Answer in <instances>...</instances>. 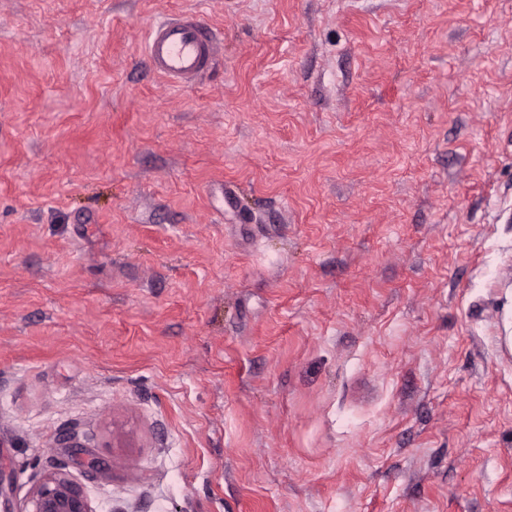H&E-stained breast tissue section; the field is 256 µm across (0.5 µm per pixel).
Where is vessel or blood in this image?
Masks as SVG:
<instances>
[{
	"label": "vessel or blood",
	"mask_w": 512,
	"mask_h": 512,
	"mask_svg": "<svg viewBox=\"0 0 512 512\" xmlns=\"http://www.w3.org/2000/svg\"><path fill=\"white\" fill-rule=\"evenodd\" d=\"M224 52L215 30L193 14H179L153 25L146 54L153 71L168 85L186 87L209 74Z\"/></svg>",
	"instance_id": "1"
}]
</instances>
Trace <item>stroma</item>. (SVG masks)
Returning a JSON list of instances; mask_svg holds the SVG:
<instances>
[{"label":"stroma","instance_id":"stroma-1","mask_svg":"<svg viewBox=\"0 0 512 512\" xmlns=\"http://www.w3.org/2000/svg\"><path fill=\"white\" fill-rule=\"evenodd\" d=\"M183 11L224 57L170 87ZM58 469L512 512V0H0V512ZM224 52L215 30L194 14H179L153 25L146 54L153 71L168 85H194L209 74Z\"/></svg>","mask_w":512,"mask_h":512}]
</instances>
